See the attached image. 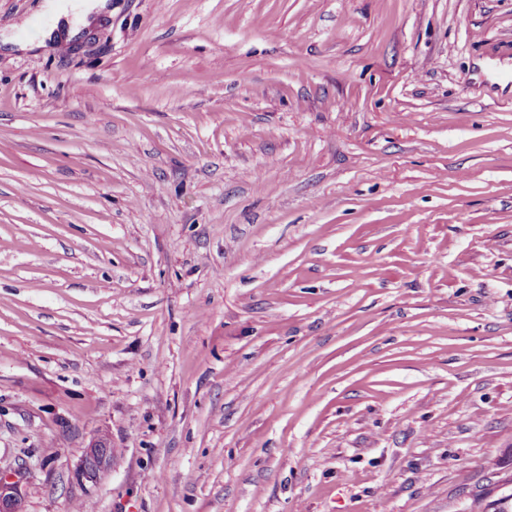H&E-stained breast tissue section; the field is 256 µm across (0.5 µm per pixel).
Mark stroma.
<instances>
[{
	"label": "stroma",
	"mask_w": 512,
	"mask_h": 512,
	"mask_svg": "<svg viewBox=\"0 0 512 512\" xmlns=\"http://www.w3.org/2000/svg\"><path fill=\"white\" fill-rule=\"evenodd\" d=\"M42 2L0 0L25 512L486 504L512 476V0H108L48 41ZM112 465V447L104 438L94 440L85 449L82 460L76 471V479L97 482Z\"/></svg>",
	"instance_id": "1"
}]
</instances>
